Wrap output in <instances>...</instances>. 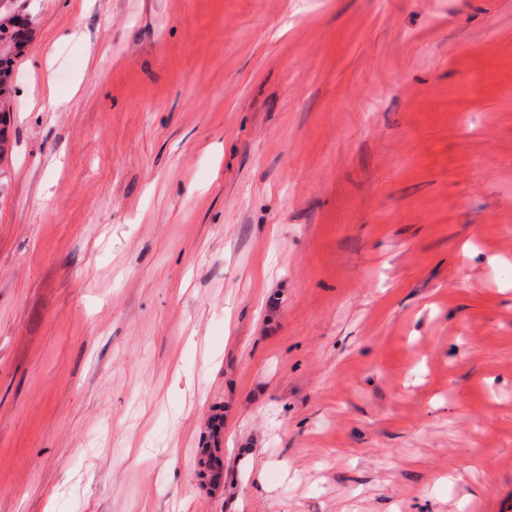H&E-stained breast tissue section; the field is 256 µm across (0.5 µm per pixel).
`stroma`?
<instances>
[{
  "label": "stroma",
  "mask_w": 512,
  "mask_h": 512,
  "mask_svg": "<svg viewBox=\"0 0 512 512\" xmlns=\"http://www.w3.org/2000/svg\"><path fill=\"white\" fill-rule=\"evenodd\" d=\"M0 11V512H512V0ZM10 23L13 25L10 30V39L14 43L17 51L13 53L10 48L2 50L0 47V77L2 69L4 71H10L13 68L15 58L22 53L21 49L26 45L27 40L26 32L29 27L28 21L14 14L10 18Z\"/></svg>",
  "instance_id": "1"
}]
</instances>
